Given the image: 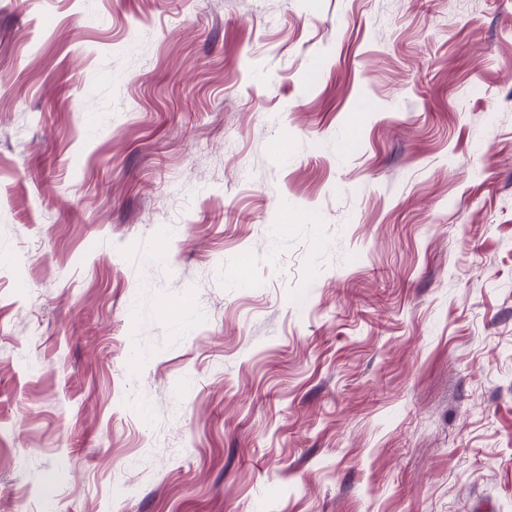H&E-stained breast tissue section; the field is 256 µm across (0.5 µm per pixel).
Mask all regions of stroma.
Listing matches in <instances>:
<instances>
[{
    "instance_id": "35a3bbf8",
    "label": "stroma",
    "mask_w": 512,
    "mask_h": 512,
    "mask_svg": "<svg viewBox=\"0 0 512 512\" xmlns=\"http://www.w3.org/2000/svg\"><path fill=\"white\" fill-rule=\"evenodd\" d=\"M0 512H512V0H0Z\"/></svg>"
}]
</instances>
